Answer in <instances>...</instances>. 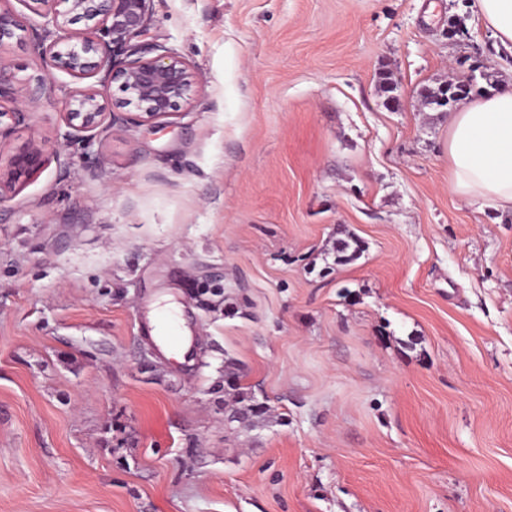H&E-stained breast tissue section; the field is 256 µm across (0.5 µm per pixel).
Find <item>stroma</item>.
I'll list each match as a JSON object with an SVG mask.
<instances>
[{"label":"stroma","instance_id":"1","mask_svg":"<svg viewBox=\"0 0 512 512\" xmlns=\"http://www.w3.org/2000/svg\"><path fill=\"white\" fill-rule=\"evenodd\" d=\"M468 2L154 0L199 95L89 145L33 35L0 53L47 76L0 157L49 154L0 203V512H512V211L423 100L512 82ZM228 358L269 423L229 432Z\"/></svg>","mask_w":512,"mask_h":512}]
</instances>
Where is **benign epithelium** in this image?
<instances>
[{"mask_svg": "<svg viewBox=\"0 0 512 512\" xmlns=\"http://www.w3.org/2000/svg\"><path fill=\"white\" fill-rule=\"evenodd\" d=\"M59 37L38 41L44 68L61 67L77 83L65 102L64 120L83 140L112 129L117 120L136 125L161 124L193 104L200 91L196 70L185 58L146 40L152 0H23ZM84 23V28L73 25ZM29 30L27 18L0 8V47ZM0 55V140L30 118L45 76L20 95ZM118 84L121 95L105 89ZM49 156L40 145L12 155L0 170V203L17 183L38 173Z\"/></svg>", "mask_w": 512, "mask_h": 512, "instance_id": "obj_1", "label": "benign epithelium"}]
</instances>
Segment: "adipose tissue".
Listing matches in <instances>:
<instances>
[{
  "mask_svg": "<svg viewBox=\"0 0 512 512\" xmlns=\"http://www.w3.org/2000/svg\"><path fill=\"white\" fill-rule=\"evenodd\" d=\"M476 19L512 48V0H472ZM449 187L458 196L512 211V89L468 102L448 119Z\"/></svg>",
  "mask_w": 512,
  "mask_h": 512,
  "instance_id": "ef3b65f1",
  "label": "adipose tissue"
}]
</instances>
